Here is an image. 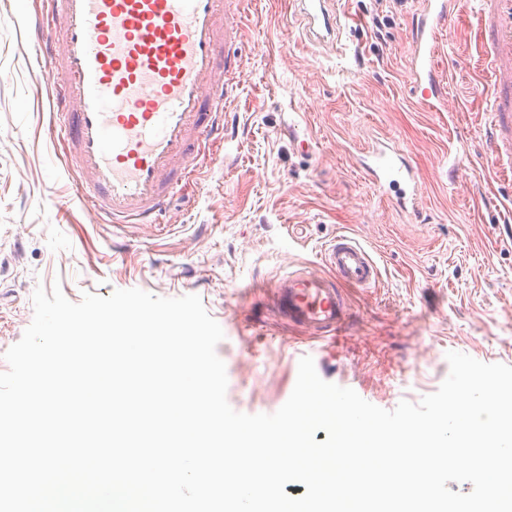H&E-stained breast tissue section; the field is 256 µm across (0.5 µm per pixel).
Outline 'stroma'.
I'll use <instances>...</instances> for the list:
<instances>
[{
	"label": "stroma",
	"mask_w": 512,
	"mask_h": 512,
	"mask_svg": "<svg viewBox=\"0 0 512 512\" xmlns=\"http://www.w3.org/2000/svg\"><path fill=\"white\" fill-rule=\"evenodd\" d=\"M39 7L0 0V372L32 321L34 290L56 283L75 303L131 288L198 295L224 332L227 401L246 414L276 412L306 355L323 380L389 411L435 392L448 352L512 366V179L494 178L479 127L487 103L468 11L442 42L454 64L443 108L430 112L408 85L417 0H338L347 23L322 47L288 0H252L247 67L216 162L172 199L164 223L99 224L50 139L52 105L31 77L41 58L13 22ZM378 142L413 165L419 221L362 167L360 148ZM452 146L461 163L451 181ZM50 189L63 210L41 205ZM339 233L369 250L381 280L350 290L347 335L334 342L288 327L271 285L291 265L321 267Z\"/></svg>",
	"instance_id": "obj_1"
}]
</instances>
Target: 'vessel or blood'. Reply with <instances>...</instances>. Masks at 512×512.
Wrapping results in <instances>:
<instances>
[{"instance_id":"obj_1","label":"vessel or blood","mask_w":512,"mask_h":512,"mask_svg":"<svg viewBox=\"0 0 512 512\" xmlns=\"http://www.w3.org/2000/svg\"><path fill=\"white\" fill-rule=\"evenodd\" d=\"M245 0H42L15 16L44 60L33 79L53 107L52 129L76 176L78 198L101 224H155L199 166L201 149L224 141V110L241 58L225 48L240 34ZM307 34L322 45L342 30L336 0H293ZM487 46L480 58L490 104L485 138L495 176L512 173V0H474ZM459 0H422L412 39L410 91L433 109L447 95L439 42ZM366 167L377 188L406 185L404 210L419 216L413 168L391 146ZM326 273L294 265L277 279L281 319L319 336L345 329L348 288L379 282V267L354 238L325 245Z\"/></svg>"}]
</instances>
